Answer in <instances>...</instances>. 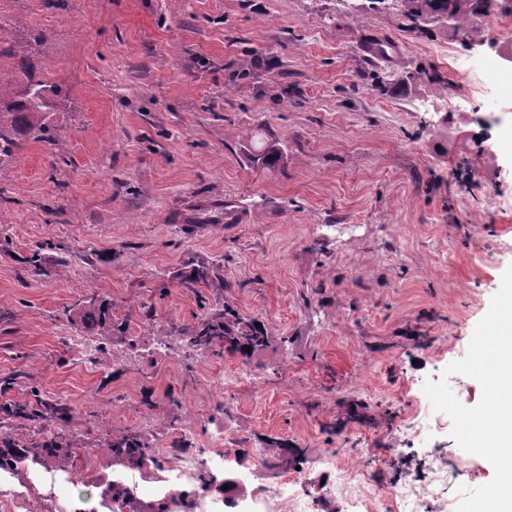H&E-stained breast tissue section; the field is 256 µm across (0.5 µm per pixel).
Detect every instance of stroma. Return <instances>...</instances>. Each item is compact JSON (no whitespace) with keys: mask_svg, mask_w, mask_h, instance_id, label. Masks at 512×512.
<instances>
[{"mask_svg":"<svg viewBox=\"0 0 512 512\" xmlns=\"http://www.w3.org/2000/svg\"><path fill=\"white\" fill-rule=\"evenodd\" d=\"M502 21L512 0L468 46L448 21L417 29L351 0H0V68L23 80L10 51L28 48L69 94L55 143L0 165V405L69 416L0 418V436L68 449L63 491L91 510L118 472L112 436L159 455L209 447L219 424L248 467L218 480L273 491L293 471L315 512H347L323 461L363 467L364 444L396 455L379 490L454 464V490L421 512L488 483L450 417L423 439L404 423L429 406L426 381L467 407L482 394L445 369L512 265V66L492 71L504 107L482 123L457 109L453 59L483 69ZM263 140L283 148L276 167L253 161ZM228 305L267 347L186 345ZM219 372L237 379L217 387Z\"/></svg>","mask_w":512,"mask_h":512,"instance_id":"1","label":"stroma"}]
</instances>
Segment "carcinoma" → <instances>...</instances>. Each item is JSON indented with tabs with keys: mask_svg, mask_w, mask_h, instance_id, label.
<instances>
[{
	"mask_svg": "<svg viewBox=\"0 0 512 512\" xmlns=\"http://www.w3.org/2000/svg\"><path fill=\"white\" fill-rule=\"evenodd\" d=\"M403 16L412 24L435 18L442 11L448 12L450 22L464 40L480 43L478 30L472 27V20L485 12L484 0H394ZM66 107V97L35 78L33 73L26 75V81L18 82L12 77L0 75V164L5 163L19 148L22 141L52 143L48 111ZM283 156L282 149L275 141L265 144L258 156L264 166L277 164ZM227 318L207 319L187 337V343L194 347L221 345L224 350L238 352L250 357L268 344L267 333L256 321L237 317L231 308L224 307ZM26 445L20 439L4 435L0 437V467L11 466L26 459ZM104 451L119 459L122 465L139 467L149 458L150 449L129 435L115 436ZM41 464L46 468L66 471L70 465L69 453L58 448L53 441L42 444L39 452ZM109 494L102 499L116 503L119 509L134 502L127 488H120L114 482L107 485Z\"/></svg>",
	"mask_w": 512,
	"mask_h": 512,
	"instance_id": "cac0c4a2",
	"label": "carcinoma"
}]
</instances>
